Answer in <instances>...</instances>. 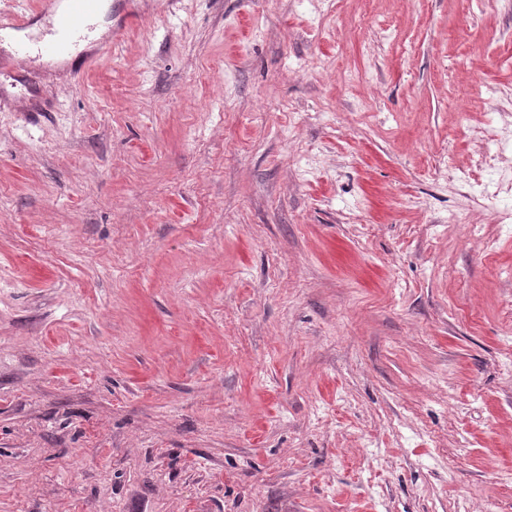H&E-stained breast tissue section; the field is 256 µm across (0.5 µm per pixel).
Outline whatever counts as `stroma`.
<instances>
[{
  "label": "stroma",
  "mask_w": 512,
  "mask_h": 512,
  "mask_svg": "<svg viewBox=\"0 0 512 512\" xmlns=\"http://www.w3.org/2000/svg\"><path fill=\"white\" fill-rule=\"evenodd\" d=\"M142 9L0 48V512H512V0Z\"/></svg>",
  "instance_id": "obj_1"
}]
</instances>
